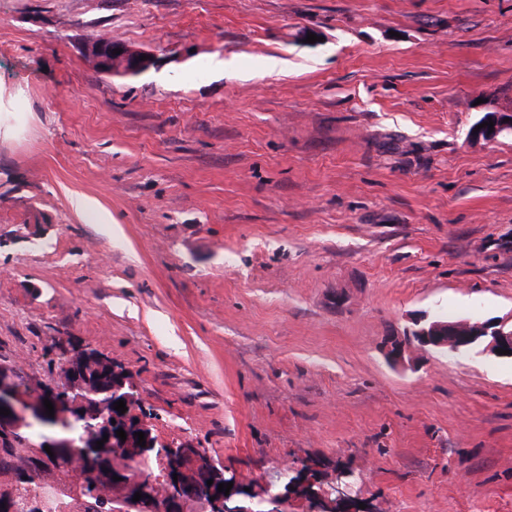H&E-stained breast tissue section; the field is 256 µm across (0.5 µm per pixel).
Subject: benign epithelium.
<instances>
[{"instance_id": "1", "label": "benign epithelium", "mask_w": 512, "mask_h": 512, "mask_svg": "<svg viewBox=\"0 0 512 512\" xmlns=\"http://www.w3.org/2000/svg\"><path fill=\"white\" fill-rule=\"evenodd\" d=\"M121 53L115 54L113 50ZM86 51L97 68L105 73L138 76L156 63V55L140 48L131 47L112 39L93 38L88 41ZM148 59L142 61L140 57ZM493 121L494 126L483 127L477 132L470 133L472 139H483L493 142L505 131H512V112L494 111L486 115L484 121ZM485 343V350L496 354V349L509 351L505 358L512 359V326L508 322L488 321L473 324L466 320L443 321L439 319L418 318L412 321V326L401 333L384 337L382 349L387 359L395 365L411 367L419 354L428 349L459 350L473 343ZM83 355L74 357L73 350L64 353V368L61 376L65 386L56 383L47 384L36 395L31 396L16 379L14 372L6 367H0V408H7L10 414L0 415V431H8L19 423L32 419L41 423L49 416L45 414L44 399H49L54 405L55 420H72V396L84 386L80 377V366L91 348H82ZM102 363L112 367V401L120 399L126 403L127 411L117 410L107 414L103 411L96 414L98 423L92 427L91 436L85 442V447L103 454L111 448H123L128 456L139 463L148 462L154 454L159 440L153 437L152 429L136 412V398L132 395V385L124 370L113 365L112 361L95 354ZM126 432V440L122 441L116 435V430ZM145 433L146 446L137 445L136 432ZM108 440H103V436ZM104 441L103 448L97 449V442ZM158 461L164 466V477L161 481H144V477L120 471L117 476L121 480L106 482L102 491L114 495L119 490L122 501H131L135 493H148L146 485L155 487L151 494L154 501L153 512H191L193 507L202 505L205 512H284L281 504L284 497L272 492L273 485H268L260 494L250 490L251 484L241 480L236 474H226L224 469L215 466L198 448L181 446L160 451ZM213 479V484H207V478ZM233 483L230 493L218 491L216 484ZM352 500V484L345 481V475H336V483L327 492L320 493L306 500L308 512H336V506Z\"/></svg>"}]
</instances>
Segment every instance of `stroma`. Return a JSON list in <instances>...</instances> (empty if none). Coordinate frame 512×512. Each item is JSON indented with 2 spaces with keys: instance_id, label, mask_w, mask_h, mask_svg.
I'll return each instance as SVG.
<instances>
[{
  "instance_id": "obj_1",
  "label": "stroma",
  "mask_w": 512,
  "mask_h": 512,
  "mask_svg": "<svg viewBox=\"0 0 512 512\" xmlns=\"http://www.w3.org/2000/svg\"><path fill=\"white\" fill-rule=\"evenodd\" d=\"M98 36L160 60L102 73ZM0 89L28 391L90 345L255 487L310 465L366 512H512V361L380 351L418 314L512 321V133L467 137L512 111V0H0Z\"/></svg>"
}]
</instances>
